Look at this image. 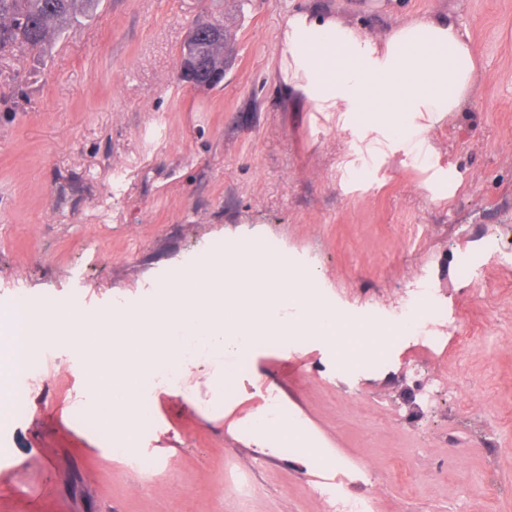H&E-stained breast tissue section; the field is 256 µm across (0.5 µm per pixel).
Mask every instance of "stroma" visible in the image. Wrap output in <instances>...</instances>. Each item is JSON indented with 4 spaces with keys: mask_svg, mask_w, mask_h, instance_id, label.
<instances>
[{
    "mask_svg": "<svg viewBox=\"0 0 512 512\" xmlns=\"http://www.w3.org/2000/svg\"><path fill=\"white\" fill-rule=\"evenodd\" d=\"M304 11L375 36L441 15L469 32L475 102L433 134L460 175L447 202L397 161L384 186L341 187L334 122L281 98V21ZM199 22L231 35L214 88L178 78ZM240 238L278 239L358 321L430 282L467 340L353 376L325 340L256 342L222 395L202 376L192 399L147 395L146 451L120 456L74 419L78 348L34 350L41 376L14 375L28 401L0 424V512H331L316 490L336 481L375 512H512V0H102L45 51L0 53V301L132 304L188 253ZM463 253L480 255L481 281ZM438 376L465 393L428 403L418 381ZM271 391L325 455L242 439Z\"/></svg>",
    "mask_w": 512,
    "mask_h": 512,
    "instance_id": "35a3bbf8",
    "label": "stroma"
}]
</instances>
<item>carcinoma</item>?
<instances>
[{
  "instance_id": "carcinoma-1",
  "label": "carcinoma",
  "mask_w": 512,
  "mask_h": 512,
  "mask_svg": "<svg viewBox=\"0 0 512 512\" xmlns=\"http://www.w3.org/2000/svg\"><path fill=\"white\" fill-rule=\"evenodd\" d=\"M100 0H0V52L5 49L43 48L69 32L83 19L91 17ZM200 42L206 56L214 61L224 55V44L208 40L205 25Z\"/></svg>"
}]
</instances>
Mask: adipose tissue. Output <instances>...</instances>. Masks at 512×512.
<instances>
[{
	"instance_id": "obj_1",
	"label": "adipose tissue",
	"mask_w": 512,
	"mask_h": 512,
	"mask_svg": "<svg viewBox=\"0 0 512 512\" xmlns=\"http://www.w3.org/2000/svg\"><path fill=\"white\" fill-rule=\"evenodd\" d=\"M282 46L284 92L309 111L327 113L346 141L336 162L342 184L383 181L390 158L398 156L424 172L422 187L432 201L454 194L457 174L440 164L432 133L471 104L480 73L467 32L440 16L373 36L296 12L283 20ZM250 420L282 446L306 445L298 421L278 420L267 406Z\"/></svg>"
}]
</instances>
